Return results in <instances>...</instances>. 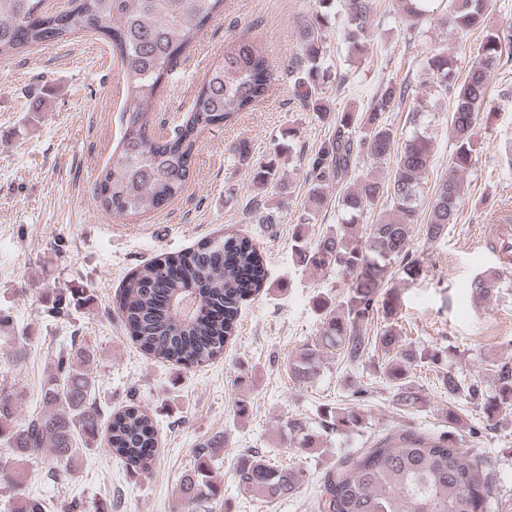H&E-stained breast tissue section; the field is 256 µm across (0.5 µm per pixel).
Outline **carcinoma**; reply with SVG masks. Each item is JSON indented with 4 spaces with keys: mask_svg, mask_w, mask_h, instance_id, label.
Returning a JSON list of instances; mask_svg holds the SVG:
<instances>
[{
    "mask_svg": "<svg viewBox=\"0 0 512 512\" xmlns=\"http://www.w3.org/2000/svg\"><path fill=\"white\" fill-rule=\"evenodd\" d=\"M44 0H0V57L16 55L40 44L64 42L80 31H102L120 57L132 101L124 112L123 135L102 170L97 186L101 210L109 215L151 212L182 192L192 173L201 134L231 120L263 101L271 89V65L254 42L240 39L224 49L197 91L190 117L172 135L154 131L152 105L161 83L172 71L198 32L224 11V0H73L75 6L59 13L43 11ZM344 16V41L361 59L368 54L373 0H338ZM489 0H399L411 26L448 27L461 34L483 33L475 60L463 76L441 48L423 61L429 83L454 97L450 134L454 145L448 173L434 187L430 213L422 233L429 241L447 235L457 223L461 207V172L476 153L474 129L479 115L491 109L489 83L504 52L512 49V23L488 25ZM319 8L301 24L298 86L303 107L327 113L321 90L331 73L321 63L325 39V10L333 0H318ZM413 95L408 83L378 86L361 112L336 115L335 130L318 147L305 170L310 213L314 219L327 201L326 189L336 187L338 223L308 242L305 225H298L292 244L296 259L321 272L340 271L347 292L337 298L317 296L320 327L288 360V375L307 383L320 372L323 357L336 354L346 365L363 361L367 351L383 353L378 373L394 387L402 407L418 409L420 395L414 370L440 364V351L403 342L398 298L385 290L389 281H414L424 274V263L411 250L413 226L418 223V200L432 150L421 131L428 113L409 111L413 128L402 145L388 123V114L402 110ZM395 159L392 174L378 179L358 174L359 163L377 168ZM285 160L276 151L253 168L260 192L281 196L288 185L281 173ZM258 224L276 223L273 215L253 200L247 206ZM367 213L376 220L365 226ZM498 274L483 275L470 284L478 299L489 297ZM269 290L262 253L249 238L229 232L214 237L188 254H166L134 272L120 298L119 311L132 339L144 354L172 364L200 365L220 357L234 336L240 305ZM197 308L176 322L180 304L191 296ZM384 326L370 335V323ZM91 354L84 348L62 346L51 359L42 385L43 413L20 418L12 392L0 387V441L11 459L25 462L34 453L47 458L48 476L74 467L83 449L107 437L112 455L137 473L151 468L157 448L156 419L130 404L112 413L104 424L95 401ZM494 393L482 402L489 421L512 414V362L497 364ZM448 398L480 395L479 385L450 372L437 376ZM363 416L353 406L325 411L324 422L338 431L359 429ZM289 436H300L302 448L317 446V436L304 432L302 423L286 424ZM224 435L213 434L197 445L196 464L181 477L177 497L186 507L224 495L212 477L217 449ZM305 471L277 464L268 452L247 450L236 467L238 492L244 497L274 504L296 495L305 484ZM493 486L471 449L449 436H430L410 428L394 427L369 448L341 457L322 475L314 512H486ZM13 512H46L44 498L32 495L16 501Z\"/></svg>",
    "mask_w": 512,
    "mask_h": 512,
    "instance_id": "1",
    "label": "carcinoma"
}]
</instances>
